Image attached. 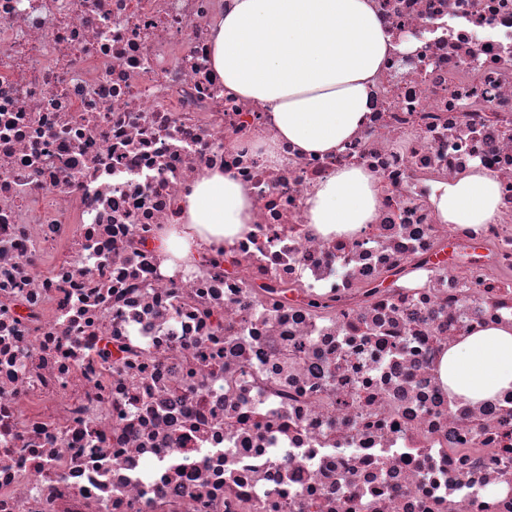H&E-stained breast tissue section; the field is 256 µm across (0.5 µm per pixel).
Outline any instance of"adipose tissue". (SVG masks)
<instances>
[{
  "label": "adipose tissue",
  "instance_id": "adipose-tissue-1",
  "mask_svg": "<svg viewBox=\"0 0 512 512\" xmlns=\"http://www.w3.org/2000/svg\"><path fill=\"white\" fill-rule=\"evenodd\" d=\"M389 42L370 0H231L215 26L213 63L225 88L265 104L276 142L301 154L328 155L369 120L374 78ZM203 241L239 238L251 221L245 188L212 171L182 200ZM500 204L496 179L481 169L459 175L439 202L451 224H485ZM375 178L360 168L319 180L305 206L322 235L373 223ZM449 390L482 401L512 390V327H491L448 352Z\"/></svg>",
  "mask_w": 512,
  "mask_h": 512
}]
</instances>
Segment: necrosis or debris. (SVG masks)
<instances>
[{
  "mask_svg": "<svg viewBox=\"0 0 512 512\" xmlns=\"http://www.w3.org/2000/svg\"><path fill=\"white\" fill-rule=\"evenodd\" d=\"M226 2L0 0V512H512V391L440 378L512 325V0H371L368 123L275 162L211 64ZM350 167L376 220L321 236ZM474 168L498 211L448 223ZM213 170L250 229L178 257ZM375 181L361 168L338 170L319 180L305 202L311 224L328 236L373 223L379 206ZM500 204L496 179L475 168L459 175L447 189L438 204L442 217L451 224H486L495 215Z\"/></svg>",
  "mask_w": 512,
  "mask_h": 512,
  "instance_id": "1",
  "label": "necrosis or debris"
}]
</instances>
